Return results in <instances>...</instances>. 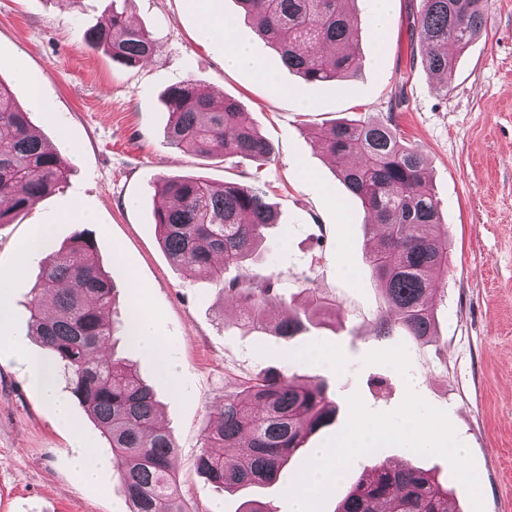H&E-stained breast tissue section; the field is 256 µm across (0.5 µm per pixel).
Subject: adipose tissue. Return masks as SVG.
I'll list each match as a JSON object with an SVG mask.
<instances>
[{
  "label": "adipose tissue",
  "mask_w": 512,
  "mask_h": 512,
  "mask_svg": "<svg viewBox=\"0 0 512 512\" xmlns=\"http://www.w3.org/2000/svg\"><path fill=\"white\" fill-rule=\"evenodd\" d=\"M199 20L197 36L202 41H220L224 44V62L230 68H246L262 74L259 60L252 54L247 40L238 26L225 23L220 0H192ZM133 344L150 359L158 375L175 382L176 374L165 340L159 336L155 322L149 315L139 316L132 326ZM30 380L51 405L56 424L69 430L81 452L74 461V472L82 482L102 484L106 467L96 448L76 429L69 416L68 402L57 388L58 372L50 357L30 355L25 359Z\"/></svg>",
  "instance_id": "adipose-tissue-1"
}]
</instances>
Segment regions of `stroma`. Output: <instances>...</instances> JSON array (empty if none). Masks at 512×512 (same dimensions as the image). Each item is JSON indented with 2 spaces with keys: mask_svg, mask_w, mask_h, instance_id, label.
<instances>
[{
  "mask_svg": "<svg viewBox=\"0 0 512 512\" xmlns=\"http://www.w3.org/2000/svg\"><path fill=\"white\" fill-rule=\"evenodd\" d=\"M418 8L419 0H355L351 9L362 25L357 73L342 84H304L259 38L253 50L266 78L225 67L223 43L198 40L191 0H127L131 23L158 46L152 60L129 68L113 65L83 37L104 21L111 0H0V81L16 87L23 74L45 75L42 95L51 109L31 111L29 119L71 166L65 185L0 228V276L9 280L15 326L27 350L41 354L26 335L40 261L19 264L20 244L38 224L51 225L58 246L88 230L114 285L112 320L125 321L137 303L169 344L183 390L177 399L125 338L114 351L161 402L190 512H245L254 502L292 512L285 488L311 450L343 428L347 396L360 393L370 410L389 412L410 387L447 412L470 450L484 512H512V0H488L483 29L446 85L413 52ZM189 78L239 101L247 121L272 142L270 163L259 168L218 150L198 158L167 144L163 94ZM387 113L426 156L452 243L448 274L433 295L437 338L429 342L398 326L378 335L387 304L366 262V215L308 135L314 125ZM187 173L218 186L260 184L278 222L265 231L257 270L278 281L284 300L301 303L314 293L333 303L332 313L311 316L286 341L243 327L212 283L173 266L154 224V184ZM399 344L409 353L408 374L365 364L370 351ZM312 348L328 359L310 357ZM267 369L324 383L336 420L308 437L276 482L217 490L194 466L202 434L220 399ZM76 453L23 364L0 363V512H128L119 474L103 491L83 484L71 468ZM382 462L430 472L447 484L452 512H473L447 460L400 446L355 460L322 512H335L362 472Z\"/></svg>",
  "mask_w": 512,
  "mask_h": 512,
  "instance_id": "stroma-1",
  "label": "stroma"
}]
</instances>
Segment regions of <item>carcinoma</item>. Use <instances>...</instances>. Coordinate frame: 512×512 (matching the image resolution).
<instances>
[{"mask_svg": "<svg viewBox=\"0 0 512 512\" xmlns=\"http://www.w3.org/2000/svg\"><path fill=\"white\" fill-rule=\"evenodd\" d=\"M257 36L280 54L283 65L307 83L341 82L359 65L355 25L346 0H238ZM487 0H420L414 33L422 66L448 84L457 56L478 37ZM112 62L135 66L157 45L125 18L118 0L112 16L84 33ZM166 139L174 148L224 158L270 160L272 143L243 120L239 102L222 100L187 79L165 94ZM313 147L331 159L337 176L358 198L368 224L384 228L366 260L393 312L380 316L378 335L392 325L425 342L436 336L432 304L435 277L448 272L450 243L442 231L440 201L423 156L397 133L392 117L344 119L309 131ZM69 168L36 133L16 93L0 82V225L35 207L60 187ZM154 210L161 246L175 265L199 271L239 305L253 330H272L288 340L304 322L299 312L269 326L267 306L277 299L271 277L248 268L276 223L265 191L249 183L221 188L205 177L162 176ZM39 290L32 299L31 333L54 359L67 388L87 410L112 449L131 512H190L179 493L172 460L177 445L156 424L152 388L110 349L117 328L103 317L114 286L99 264L94 241L82 232L60 247L47 245ZM242 273L224 278L226 268ZM336 419V404L318 381L285 377L268 369L224 397L203 434L195 458L199 473L216 488L270 484L307 436ZM336 512H449L448 490L411 467L380 465L352 487Z\"/></svg>", "mask_w": 512, "mask_h": 512, "instance_id": "cac0c4a2", "label": "carcinoma"}]
</instances>
